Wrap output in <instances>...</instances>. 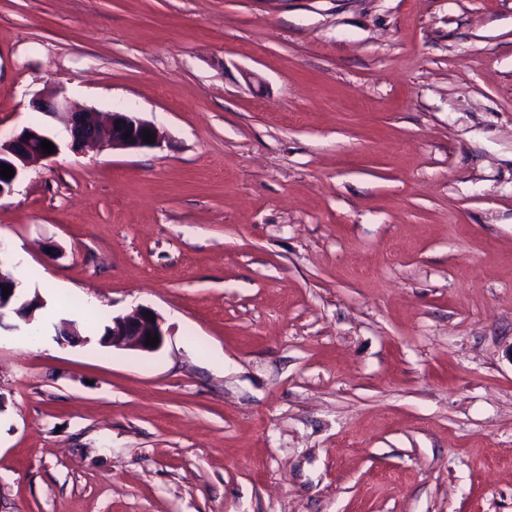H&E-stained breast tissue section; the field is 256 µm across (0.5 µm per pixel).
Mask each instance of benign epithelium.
<instances>
[{"label":"benign epithelium","instance_id":"1","mask_svg":"<svg viewBox=\"0 0 512 512\" xmlns=\"http://www.w3.org/2000/svg\"><path fill=\"white\" fill-rule=\"evenodd\" d=\"M31 106L33 111L51 115L60 119L70 135L69 148L75 152L88 146H97L109 149L138 150L142 148H159L164 139L159 129L133 112L114 111L110 118L100 121L93 113L78 109L71 105L65 95L64 89L55 87L35 97ZM153 136V142L144 141V133ZM31 137H26V134ZM50 141L55 150L47 153L41 148V142ZM60 145L41 126L31 125L21 129L11 138L0 140V165L7 164L14 168V176L3 181L0 177V196L12 190L15 182L32 166L49 160L59 154ZM10 289L8 297H3V289ZM22 294L19 284L10 276L0 271V328L4 327L3 320L12 312L21 317L26 323L33 321L34 312L41 307L40 299L32 304H24L20 308L13 306L16 297ZM149 309L139 307L128 314L112 318V325L108 333L103 336L100 343L117 349H133L141 352H155L159 350L167 336L163 321L159 315L154 319L147 318ZM159 337V343L148 346L145 343L147 335Z\"/></svg>","mask_w":512,"mask_h":512}]
</instances>
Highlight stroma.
I'll return each instance as SVG.
<instances>
[{
    "mask_svg": "<svg viewBox=\"0 0 512 512\" xmlns=\"http://www.w3.org/2000/svg\"><path fill=\"white\" fill-rule=\"evenodd\" d=\"M55 86L166 141L0 196V512H512V0H0ZM9 288L10 294L8 298L3 297V289ZM22 288H19V284L7 274H4L0 270V329L2 327L7 329H18L17 325H5L3 323L4 318L8 313L12 312L21 317L27 324H30L33 321L34 312L37 308H40L42 302L39 297H37L32 305H29V302L24 304L20 308H14L13 302L16 297L20 296L22 293ZM147 312L154 315V321L147 318ZM111 322L108 333L102 336L100 343L112 348L151 353L163 346L167 336L162 319L149 308H136L128 314L112 317ZM147 333L152 337L158 335L159 343L155 346H146Z\"/></svg>",
    "mask_w": 512,
    "mask_h": 512,
    "instance_id": "obj_1",
    "label": "stroma"
}]
</instances>
